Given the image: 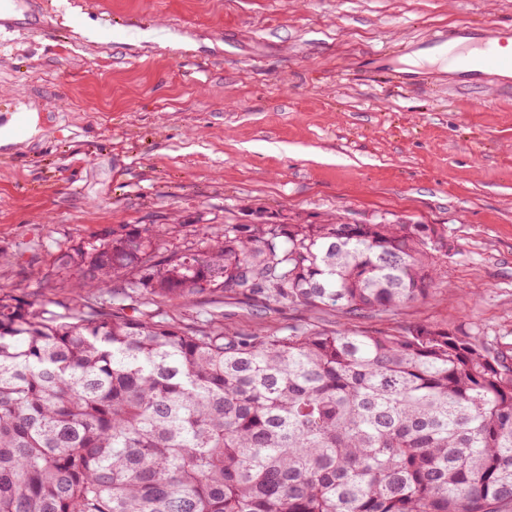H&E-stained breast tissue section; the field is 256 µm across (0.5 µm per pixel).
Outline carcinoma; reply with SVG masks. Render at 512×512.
Wrapping results in <instances>:
<instances>
[{
	"label": "carcinoma",
	"mask_w": 512,
	"mask_h": 512,
	"mask_svg": "<svg viewBox=\"0 0 512 512\" xmlns=\"http://www.w3.org/2000/svg\"><path fill=\"white\" fill-rule=\"evenodd\" d=\"M168 225L61 255L72 287L0 289V512H502L512 345L432 323L364 329L426 298L438 224ZM222 292L321 307L334 329L240 334L155 305Z\"/></svg>",
	"instance_id": "obj_1"
}]
</instances>
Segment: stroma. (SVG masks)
I'll list each match as a JSON object with an SVG mask.
<instances>
[{"mask_svg": "<svg viewBox=\"0 0 512 512\" xmlns=\"http://www.w3.org/2000/svg\"><path fill=\"white\" fill-rule=\"evenodd\" d=\"M46 11L57 24L31 32ZM0 17L14 22L0 26V128L21 116L39 130L0 145L4 291L73 300L58 256L148 224L178 245L260 212L438 224L442 286L391 325L512 337V78L389 82L436 30L512 26V0H0ZM77 298L122 301L108 286ZM162 310L240 333L337 322L221 293Z\"/></svg>", "mask_w": 512, "mask_h": 512, "instance_id": "35a3bbf8", "label": "stroma"}]
</instances>
